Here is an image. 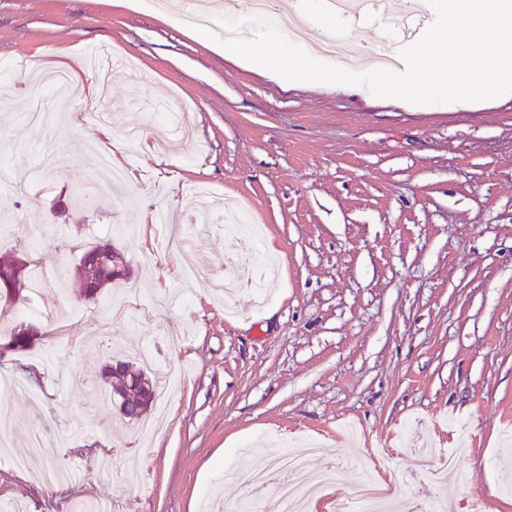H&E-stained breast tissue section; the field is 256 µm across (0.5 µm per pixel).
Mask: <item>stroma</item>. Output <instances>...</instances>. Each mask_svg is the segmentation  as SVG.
I'll use <instances>...</instances> for the list:
<instances>
[{
	"label": "stroma",
	"mask_w": 512,
	"mask_h": 512,
	"mask_svg": "<svg viewBox=\"0 0 512 512\" xmlns=\"http://www.w3.org/2000/svg\"><path fill=\"white\" fill-rule=\"evenodd\" d=\"M136 72L73 85L55 127L27 124V72L37 57L76 61L97 47ZM0 256L36 264L52 279L28 316L27 349L0 361V378L39 395L9 400L11 457L0 459V501L21 512H81L94 496L121 512H222L256 496L249 471L319 437L312 478L344 463L325 500L375 506L387 478L364 476L367 452L392 450L413 468L431 442L458 453L443 487L414 478L402 495L419 508L512 512V94L459 106L395 103L357 86L295 87L224 55L179 8L154 0H0ZM185 107L180 148L163 147L169 100ZM142 130L137 144L127 129ZM110 153L125 179L100 188L97 159ZM64 146L81 159L48 171L41 153ZM264 227L262 251L282 276L265 304L251 291L216 295L190 276L225 257L251 267L252 251L195 228L191 188ZM110 241L145 294L132 320L116 289L82 298L68 246ZM182 328L168 347V322ZM150 349L181 375L162 430L139 445L110 400L93 402L112 358ZM112 466L97 467V453ZM65 461L80 478L50 487L41 471Z\"/></svg>",
	"instance_id": "35a3bbf8"
}]
</instances>
